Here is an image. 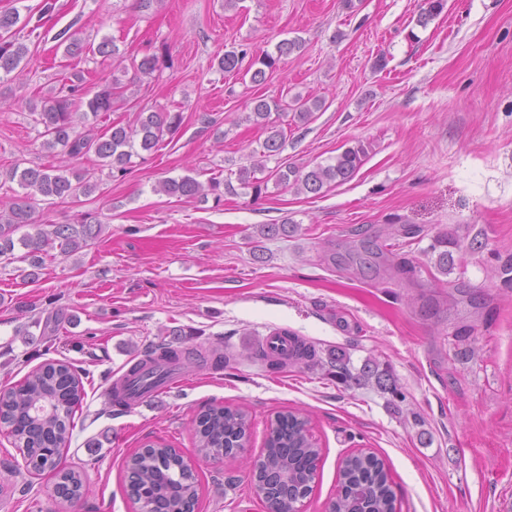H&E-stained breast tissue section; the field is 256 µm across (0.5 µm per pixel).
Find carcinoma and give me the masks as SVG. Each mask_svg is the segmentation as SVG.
Here are the masks:
<instances>
[{"mask_svg": "<svg viewBox=\"0 0 512 512\" xmlns=\"http://www.w3.org/2000/svg\"><path fill=\"white\" fill-rule=\"evenodd\" d=\"M425 5L418 19L423 26L442 13L446 0H425ZM18 22L17 10L0 11V73L6 75L16 71L28 54L27 46L14 37L13 28ZM301 46L299 39H283L275 45L274 51L266 50L256 56H248L244 49L227 51L218 59V67L226 73L244 69L250 74L251 83L261 85L277 69L282 58ZM88 51L103 57L119 55V48L107 38L89 48L74 37L64 48L69 57H79ZM133 67L150 77L160 70L161 60L157 55L145 56L133 63ZM119 89L118 83L114 82L83 102L77 99L78 86L65 84L59 95L32 105V113L38 115L37 123L43 126L44 135L48 136L43 147L53 150L60 146L69 159L92 152L104 165L124 174L134 147L149 152L159 146L164 135L181 126L182 113L163 108L141 113L135 128L116 124L101 130L91 123L84 132L75 130V118L86 121L90 116L96 119L112 111L114 99L120 96ZM82 106L86 111L77 113ZM321 107L319 99L301 95L289 103L274 98L254 99L253 121L268 130L262 157L276 156L283 147V130L270 121L271 112L292 110L294 118L305 123ZM365 154V147L359 144L336 155L331 163L311 168L294 165L285 171L280 167L269 171L265 163L259 161L240 168L237 180L241 188L251 190L255 200L262 197L271 180L277 187L292 186L301 192L318 195L331 183L350 180ZM9 179L17 181L25 193L0 210V264L25 262L29 266L25 277L33 280L49 250L57 248L65 256L74 255L90 246L101 234L102 224L89 213L81 214L72 224H52L48 229L36 225L35 196L54 201L77 199L95 191L96 184L86 179L83 173L67 164L36 165L12 168ZM225 189L234 191L228 180L222 182L213 177L205 186L188 175L168 178L159 185V191L169 196L204 199L212 194L217 201L221 200ZM25 226L35 227L34 232L14 238ZM298 229V224L286 218L279 224L262 225L260 234L264 239L288 238ZM18 245L24 249L20 255L15 253ZM148 357L149 373L158 381L183 360L181 353L166 348L150 349ZM83 392L82 378L68 362L48 359L34 368L3 401L0 426L9 430L15 446L29 457L42 461L61 458L68 448L71 423L80 408ZM270 431L276 432V436L265 441L264 479L286 474L288 487L293 490L314 481L313 464L320 456V448L309 439L308 418L299 412H279ZM195 434L197 451L202 457L231 455L249 442L251 419L242 408L211 406L197 417ZM38 471L52 474L56 492L66 502L76 503L87 493L84 474L77 470L43 464ZM127 480L130 495L139 504L140 512H181L187 502L198 499V483L192 470L180 454L166 446L151 445L136 452L127 464ZM339 482L344 488V496L336 498V512H394L396 493L388 470L378 457L371 454L352 456L339 474Z\"/></svg>", "mask_w": 512, "mask_h": 512, "instance_id": "obj_1", "label": "carcinoma"}]
</instances>
